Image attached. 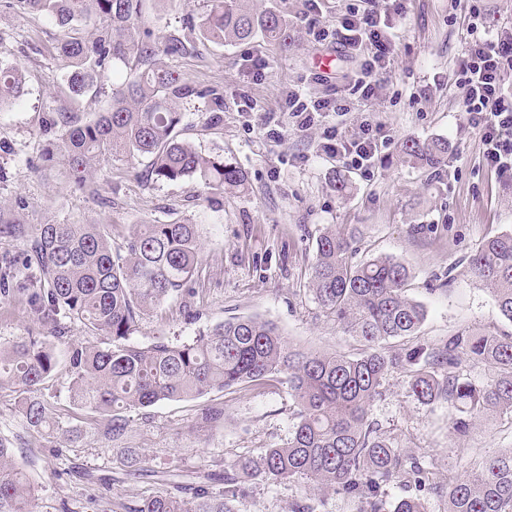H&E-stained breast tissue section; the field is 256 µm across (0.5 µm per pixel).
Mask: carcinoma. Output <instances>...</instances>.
Listing matches in <instances>:
<instances>
[{
    "instance_id": "cac0c4a2",
    "label": "carcinoma",
    "mask_w": 512,
    "mask_h": 512,
    "mask_svg": "<svg viewBox=\"0 0 512 512\" xmlns=\"http://www.w3.org/2000/svg\"><path fill=\"white\" fill-rule=\"evenodd\" d=\"M5 7L44 17L60 29L56 53L71 97L104 92L105 71L118 65L125 80L112 86L106 111L81 119L66 108L48 115L40 160L63 164L74 182L86 186L110 157H147L152 174L176 181L195 178L210 189L240 187L243 171L221 157H206L179 139L180 105L206 99L210 111H224V96L214 87L186 81L170 65L198 40L241 44L261 35L284 50L288 23L271 8L258 11L251 0H206L203 11L183 33L162 41L142 24L146 0H4ZM23 74L0 64V107L22 93ZM402 153L413 164L439 168L448 162V140L411 138ZM19 240L21 257L0 258V297H26L42 336H20L0 345V374L24 394L23 417L40 429L50 410L39 387L65 346L71 367L70 394L75 409L98 422L108 441L128 433L121 411L165 400L200 396L213 389L259 387L285 378L297 403V422L284 447L268 448L259 458L237 457L224 464V493L208 491L204 476L194 497L187 485L125 507V512H237L233 503L259 478H301L358 503V512H385L384 484L440 491L426 454H401L394 439L370 420V407L384 395L394 372L425 405L441 401L452 409L451 432L468 436L485 417L512 420V333L465 327L438 345L416 343L391 350L390 340L415 336L426 316L424 306L406 295L409 270L389 255L354 262L353 227L326 228L317 238L310 291L322 314L358 345L352 354L303 352L288 344L271 321L238 317L214 325L181 343H128L141 314L187 288L200 258L198 225L186 219L136 225L124 253L112 251L109 225L41 224L28 226L0 205V240ZM470 271L494 294L500 315L512 323V230L485 238L469 255ZM87 336H104L112 346L66 339V322ZM468 362L487 370L475 381L460 371ZM129 474L151 473L148 459L124 449ZM448 512H512V449L488 457L475 473L448 481ZM35 487L15 466L10 444L0 439V512H32ZM392 512H426L421 499H400Z\"/></svg>"
}]
</instances>
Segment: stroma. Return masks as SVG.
Listing matches in <instances>:
<instances>
[{
    "label": "stroma",
    "instance_id": "35a3bbf8",
    "mask_svg": "<svg viewBox=\"0 0 512 512\" xmlns=\"http://www.w3.org/2000/svg\"><path fill=\"white\" fill-rule=\"evenodd\" d=\"M285 16L289 50L256 38L227 46L197 43L174 61L191 82L224 94V110L213 116L204 99L181 105L184 138L207 156L237 164L244 186L206 192L196 179L147 177L148 159L118 157L95 175L98 195L76 186L63 167L43 166L42 123L60 107L89 116L103 111L107 96L70 101L57 68L59 35L51 22L0 7V59L23 72L24 92L0 112V139L12 143L0 152V204L19 205L26 224L65 221L106 224L113 247H122L136 224H165L183 217L199 226L201 258L191 293L164 300L145 311L130 340L149 346L164 340L192 339L233 317L276 323L287 341L320 353H354L356 341L324 317L309 290L316 239L330 224L359 230L357 260L380 254L396 257L411 277L409 297L427 317L419 341L438 344L462 327L505 330L491 291L472 276L467 257L490 234L512 230V178L484 165L476 130L466 126L461 93L453 73L468 39L467 0H402L394 15V51L373 106L351 100L343 117L346 133L366 119L380 122L387 140L369 170L345 167L322 151L318 132L285 126L273 140L261 120L279 110L288 89L300 86L313 96L345 86L357 59L338 53L335 44L309 32L306 0H253ZM203 0H147L143 22L156 39L180 33L184 19L202 12ZM336 60L322 84L310 82L320 56ZM266 64L263 78L253 61ZM440 137L448 141V163L432 171L409 164L401 152L405 139ZM350 189L339 195L336 175ZM39 324L23 297L0 303V343L35 334ZM69 366L58 362L41 393L53 408L55 424L29 429L21 396L0 385V438L13 445L19 468L38 488L36 512H122L124 503L164 492L166 481L212 473L211 491L223 489L225 461L257 456L285 446L296 422L297 406L286 382L260 388L214 390L195 398L125 410L129 433L124 446L141 449L155 477L127 475L121 447L97 435L70 442L65 428L86 425L69 393ZM383 399L370 417L394 436L404 453L428 449L438 478L460 475L483 458L512 448V421L481 419L466 439L448 429L447 403L426 406L415 400L404 376L387 380ZM218 408L217 424H201L202 409ZM315 495L317 512H357L356 502L302 481L263 480L252 484L239 512H286L289 503Z\"/></svg>",
    "mask_w": 512,
    "mask_h": 512
}]
</instances>
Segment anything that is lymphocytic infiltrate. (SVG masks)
<instances>
[{"mask_svg": "<svg viewBox=\"0 0 512 512\" xmlns=\"http://www.w3.org/2000/svg\"><path fill=\"white\" fill-rule=\"evenodd\" d=\"M470 38L455 73L461 91V109L467 125L478 131L486 166L501 175L512 174V95L503 91L505 76L512 75V28H491L479 4L469 7ZM388 17L374 10L350 9L336 23L314 29L315 40H331L345 54L362 63L350 82L352 94L364 103L377 96L380 80L392 54ZM292 126L301 131L321 130L322 148L343 164L363 169L375 162L385 136L381 125L364 123L351 136L342 135L330 116H345L349 104L338 89L319 97L290 90L282 105Z\"/></svg>", "mask_w": 512, "mask_h": 512, "instance_id": "f902f5d3", "label": "lymphocytic infiltrate"}]
</instances>
